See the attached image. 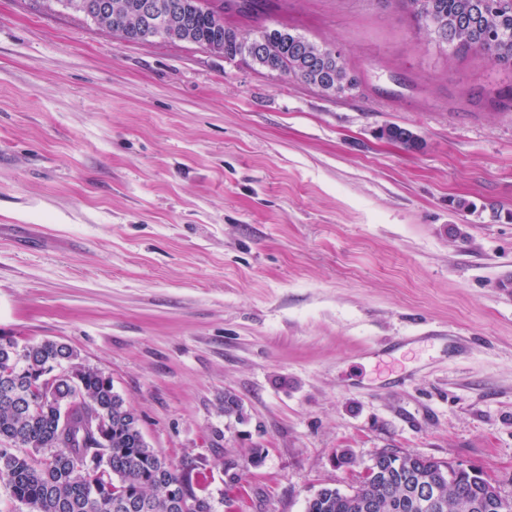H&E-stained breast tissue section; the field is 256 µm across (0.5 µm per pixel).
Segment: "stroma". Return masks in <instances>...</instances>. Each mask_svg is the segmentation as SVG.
<instances>
[{
  "label": "stroma",
  "mask_w": 512,
  "mask_h": 512,
  "mask_svg": "<svg viewBox=\"0 0 512 512\" xmlns=\"http://www.w3.org/2000/svg\"><path fill=\"white\" fill-rule=\"evenodd\" d=\"M261 22L357 88L0 0V341L76 349L212 512H304L384 450L512 499V69L379 0Z\"/></svg>",
  "instance_id": "obj_1"
}]
</instances>
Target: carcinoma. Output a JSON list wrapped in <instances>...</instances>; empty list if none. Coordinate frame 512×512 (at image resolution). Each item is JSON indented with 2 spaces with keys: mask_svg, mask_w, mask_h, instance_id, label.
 <instances>
[{
  "mask_svg": "<svg viewBox=\"0 0 512 512\" xmlns=\"http://www.w3.org/2000/svg\"><path fill=\"white\" fill-rule=\"evenodd\" d=\"M112 11L96 25L127 41H140V0H111ZM168 39L197 44L226 58L294 77L328 95L354 90L342 53L286 25L244 31L224 21L263 14L272 0H178ZM407 11L435 44L454 55L480 53L512 67V0H379ZM378 134L421 148L406 128ZM79 369L76 387L40 377L61 362ZM0 481L28 512H181L173 489L191 503L189 512H211L191 477L169 465L146 442L135 412L114 391L112 380L85 366L78 352L46 340L19 347L0 342ZM434 487L422 501L416 486ZM512 502L479 472L458 471L445 461L405 456L404 468L387 463L364 475L349 492L323 487L305 512H505Z\"/></svg>",
  "mask_w": 512,
  "mask_h": 512,
  "instance_id": "carcinoma-1",
  "label": "carcinoma"
}]
</instances>
